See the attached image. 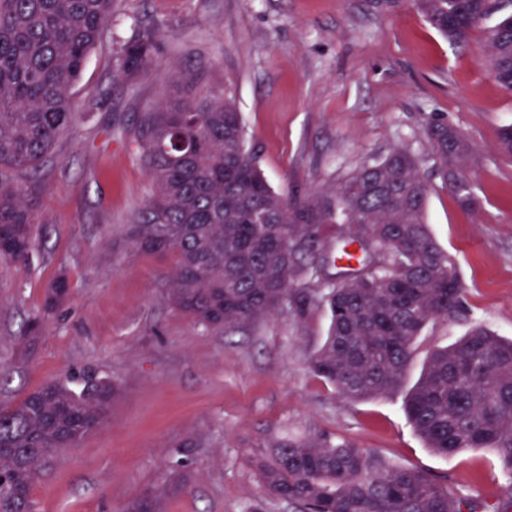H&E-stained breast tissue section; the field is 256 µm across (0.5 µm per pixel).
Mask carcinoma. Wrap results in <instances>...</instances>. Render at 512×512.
I'll use <instances>...</instances> for the list:
<instances>
[{"mask_svg": "<svg viewBox=\"0 0 512 512\" xmlns=\"http://www.w3.org/2000/svg\"><path fill=\"white\" fill-rule=\"evenodd\" d=\"M426 20L456 43L484 25L490 73L512 93V0H415ZM112 0H0V261L29 258L40 223V175L75 116L71 90L111 16ZM491 25L486 21L493 15ZM159 32L140 27L118 52L132 78L149 63ZM182 96L144 115L137 142L155 191L129 245L170 253L165 296L213 329L233 331L288 304L302 260L316 265L330 324L309 366L349 399L376 398L401 383L416 339L462 300L457 263L426 219L429 185L409 150L364 164L332 195L290 199L276 192L246 146L242 113L228 97ZM448 191L465 212L480 203L469 179V139L446 123L427 127ZM374 241L377 255L332 273L323 226ZM50 289L46 311L67 296ZM43 384L0 410V512H34L30 489L45 458L75 446L107 418L117 390L93 374ZM427 447L442 456L492 448L512 492V340L475 325L434 349L403 402ZM264 492L300 512H479L429 474L382 461L365 448L297 441L255 462ZM128 512H159L145 494Z\"/></svg>", "mask_w": 512, "mask_h": 512, "instance_id": "obj_1", "label": "carcinoma"}]
</instances>
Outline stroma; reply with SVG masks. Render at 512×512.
Segmentation results:
<instances>
[{"instance_id": "35a3bbf8", "label": "stroma", "mask_w": 512, "mask_h": 512, "mask_svg": "<svg viewBox=\"0 0 512 512\" xmlns=\"http://www.w3.org/2000/svg\"><path fill=\"white\" fill-rule=\"evenodd\" d=\"M159 31L148 69L118 77L115 53L139 25ZM232 98L260 170L278 192L323 193L394 147L429 183L426 218L456 260L463 309L429 323L391 394L348 401L309 359L329 324L310 271L296 300L233 333L206 328L164 298L173 256L129 251L124 233L153 194L136 130L178 91ZM76 117L46 166L36 247L0 263V408L42 384L90 372L119 393L109 418L52 455L35 479V512H126L145 490L163 512H296L266 497L253 461L288 440L348 442L434 475L488 512L512 506L497 454L443 458L426 447L403 399L431 350L481 324L512 339V156L500 152L512 94L492 79L484 32L449 42L414 0H113L103 37L73 87ZM433 121L470 140L481 208L462 211L425 136ZM66 278L65 304L45 313ZM44 315L27 346L21 327Z\"/></svg>"}]
</instances>
